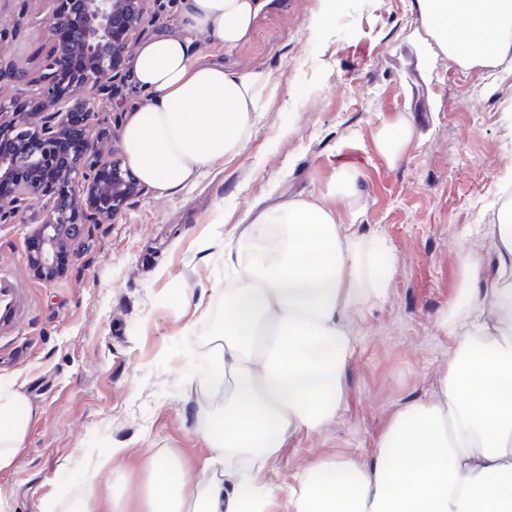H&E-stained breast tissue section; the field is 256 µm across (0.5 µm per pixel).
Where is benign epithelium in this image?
Here are the masks:
<instances>
[{"mask_svg": "<svg viewBox=\"0 0 512 512\" xmlns=\"http://www.w3.org/2000/svg\"><path fill=\"white\" fill-rule=\"evenodd\" d=\"M49 25L65 32L43 62L39 85L28 90V76L17 69L15 92L0 87V223L15 221L36 206L40 222L36 265L43 277H55L58 249L80 235L86 224L116 216L121 205L141 195L142 185L116 159L101 155L92 125L79 135L77 154L61 157L57 141L69 129L78 109L95 117L83 96L117 98L126 79L123 61L130 45L144 32L147 0H49ZM82 57L84 68L71 69Z\"/></svg>", "mask_w": 512, "mask_h": 512, "instance_id": "obj_1", "label": "benign epithelium"}]
</instances>
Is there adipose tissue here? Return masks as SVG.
I'll list each match as a JSON object with an SVG mask.
<instances>
[{
	"label": "adipose tissue",
	"instance_id": "ef3b65f1",
	"mask_svg": "<svg viewBox=\"0 0 512 512\" xmlns=\"http://www.w3.org/2000/svg\"><path fill=\"white\" fill-rule=\"evenodd\" d=\"M419 2L450 57L471 63L478 35L483 61L512 57V0ZM263 6L188 0L183 34L137 47L130 72L149 99L131 112L123 149L157 196L194 185L249 141L269 75L198 63L191 37L236 46ZM273 224L283 232L271 234ZM493 232V267L457 244L465 286L443 321L457 350L435 393L392 418L370 464L316 462L276 485L268 470L289 437L335 417L352 353L346 319L384 297L394 255L382 239L342 236L322 200L285 198L260 210L243 234L265 237V250L225 289L224 326L200 378L219 400L194 413L211 455L192 466L167 450L146 462L135 504L116 493L102 506L89 493L74 512H512V208ZM33 414L21 390L0 384V470L24 447Z\"/></svg>",
	"mask_w": 512,
	"mask_h": 512
}]
</instances>
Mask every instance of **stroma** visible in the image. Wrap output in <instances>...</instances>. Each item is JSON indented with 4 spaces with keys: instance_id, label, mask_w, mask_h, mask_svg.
I'll list each match as a JSON object with an SVG mask.
<instances>
[{
    "instance_id": "obj_1",
    "label": "stroma",
    "mask_w": 512,
    "mask_h": 512,
    "mask_svg": "<svg viewBox=\"0 0 512 512\" xmlns=\"http://www.w3.org/2000/svg\"><path fill=\"white\" fill-rule=\"evenodd\" d=\"M265 0L250 36L225 49L194 36L205 64L257 70L276 87L246 147L172 197L145 191L106 224L85 225L54 280L31 264L32 222L0 223V260L29 290L31 318L0 346V379L36 409L27 442L0 470L11 512H69L86 489L136 497L143 459L171 448L197 463L211 450L185 401L224 320L232 260L260 246L241 237L248 213L271 194L314 196L335 211L341 234L380 237L395 270L385 297L352 312L343 402L320 431L289 438L271 482L352 457L370 462L391 418L430 397L456 351L442 321L462 287L456 247L494 263L491 226L512 177V60L460 66L435 38L419 0ZM49 0H0V83L12 69L37 79L55 36ZM148 99L135 83L98 101L96 134L122 155L127 113ZM405 120L413 138L398 160L376 148L380 128ZM357 195L336 193L339 173ZM120 449L109 466L99 460Z\"/></svg>"
}]
</instances>
